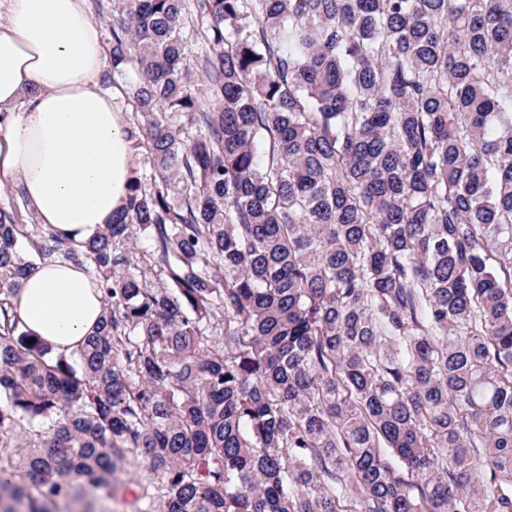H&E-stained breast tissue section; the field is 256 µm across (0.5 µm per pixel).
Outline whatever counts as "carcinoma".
I'll return each mask as SVG.
<instances>
[{
	"mask_svg": "<svg viewBox=\"0 0 512 512\" xmlns=\"http://www.w3.org/2000/svg\"><path fill=\"white\" fill-rule=\"evenodd\" d=\"M138 175L0 207V512H512V0H113ZM148 245L134 247L136 237ZM98 331L24 327L35 263ZM18 306L26 328L66 355L100 326L99 294L72 265H37L23 281ZM150 476L142 467L128 468L118 476L116 496L108 503V512H132L134 499L150 482Z\"/></svg>",
	"mask_w": 512,
	"mask_h": 512,
	"instance_id": "cac0c4a2",
	"label": "carcinoma"
}]
</instances>
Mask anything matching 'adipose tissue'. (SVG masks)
Segmentation results:
<instances>
[{
  "instance_id": "ef3b65f1",
  "label": "adipose tissue",
  "mask_w": 512,
  "mask_h": 512,
  "mask_svg": "<svg viewBox=\"0 0 512 512\" xmlns=\"http://www.w3.org/2000/svg\"><path fill=\"white\" fill-rule=\"evenodd\" d=\"M0 178L16 182L39 223L83 242L120 211L137 167L112 94L102 25L87 0H0ZM25 326L70 354L102 306L72 265H37L18 293Z\"/></svg>"
}]
</instances>
